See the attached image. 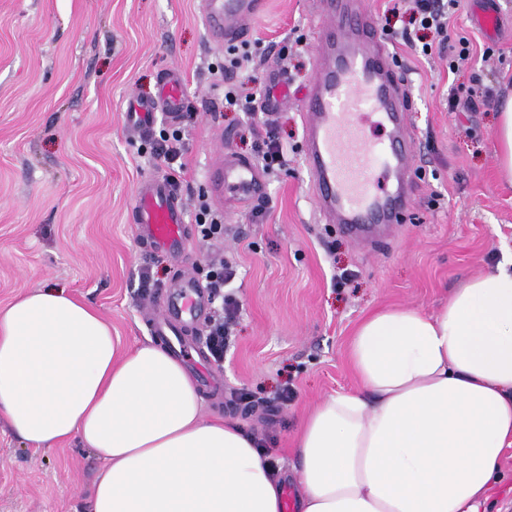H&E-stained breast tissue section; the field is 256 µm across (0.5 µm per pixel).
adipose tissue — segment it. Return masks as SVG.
<instances>
[{
    "label": "adipose tissue",
    "instance_id": "adipose-tissue-1",
    "mask_svg": "<svg viewBox=\"0 0 512 512\" xmlns=\"http://www.w3.org/2000/svg\"><path fill=\"white\" fill-rule=\"evenodd\" d=\"M494 139L512 187V97ZM348 356L357 388L295 439L297 512H481L512 446V268L470 277L431 313L374 312ZM0 420L32 447L75 437L102 454L91 512H284L290 479L238 423L205 418L168 348L118 352L62 288L0 310Z\"/></svg>",
    "mask_w": 512,
    "mask_h": 512
}]
</instances>
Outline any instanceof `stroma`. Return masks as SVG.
Masks as SVG:
<instances>
[{
    "mask_svg": "<svg viewBox=\"0 0 512 512\" xmlns=\"http://www.w3.org/2000/svg\"><path fill=\"white\" fill-rule=\"evenodd\" d=\"M367 3L411 97L416 191L401 224L365 248L319 220L295 97L277 115L288 163L267 177L265 216L253 220L248 206L224 213L237 314L223 363L209 365L224 389L202 393L204 414L238 422L291 466L304 414L353 387L348 348L366 316L435 311L467 278L512 259V188L498 179L493 137L512 94V0H465L450 32L468 38L473 55L455 70L447 56L402 44L407 13ZM202 9L203 0H0V309L64 287L103 315L125 350L150 340L156 296L179 272L204 279L208 250L196 229L180 255L148 256L129 220L145 177L174 178L190 213L220 147L253 155L244 114L225 111L215 84L224 51L208 44ZM315 9V0H269L246 41L263 52L264 86L283 82L295 94L313 79ZM488 10L501 19L492 34L477 23ZM169 71L181 73L185 96L187 150L175 171L125 119L128 102L154 97ZM477 81L489 99L469 100ZM287 383L294 396L276 415L230 402L231 391L271 399ZM102 463L76 440L31 448L0 421V512H88Z\"/></svg>",
    "mask_w": 512,
    "mask_h": 512,
    "instance_id": "35a3bbf8",
    "label": "stroma"
}]
</instances>
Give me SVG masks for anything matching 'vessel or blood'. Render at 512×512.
Instances as JSON below:
<instances>
[{"mask_svg":"<svg viewBox=\"0 0 512 512\" xmlns=\"http://www.w3.org/2000/svg\"><path fill=\"white\" fill-rule=\"evenodd\" d=\"M266 0H205L202 16L208 42L214 46L245 40L262 17ZM325 22L316 32L315 76L302 91L303 152L316 209L326 223L341 225L356 240L370 244L392 229L413 200L409 163L414 138L409 132L406 82L379 35L364 0H322ZM182 78L163 75L150 99L130 101L127 118L148 134L157 115L179 120L184 107ZM388 130L375 142L368 123ZM390 184L380 188L376 175ZM219 206L236 208L262 198L267 181L253 161L219 152L206 170ZM140 241L151 253L178 254L186 242V210L169 183L150 176L142 180L131 209ZM156 333L179 336L206 319L210 302L190 276H179L159 295Z\"/></svg>","mask_w":512,"mask_h":512,"instance_id":"b4317fda","label":"vessel or blood"}]
</instances>
